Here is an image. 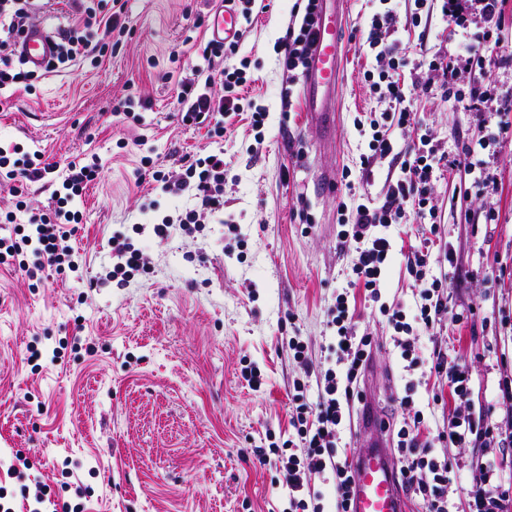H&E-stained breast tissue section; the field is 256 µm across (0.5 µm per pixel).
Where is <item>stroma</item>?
Returning a JSON list of instances; mask_svg holds the SVG:
<instances>
[{
    "label": "stroma",
    "instance_id": "35a3bbf8",
    "mask_svg": "<svg viewBox=\"0 0 512 512\" xmlns=\"http://www.w3.org/2000/svg\"><path fill=\"white\" fill-rule=\"evenodd\" d=\"M267 9L244 32L228 68L247 63L255 105L267 113L261 131L244 117L231 119L223 137L183 125L177 83L200 58L196 42L209 38L197 17L219 0H129L130 30L120 51L48 74L32 92L0 102V147L41 151L65 168L93 155L101 180L75 206L83 213L73 243L84 255L76 272L50 273L30 285L0 267V491L15 512L47 491L84 512H287L288 471L260 463L255 448L287 452L293 382L308 397L336 365L328 346L335 334L329 310L347 293L357 334L373 336L376 386L371 411L389 422H413L421 433L444 418L478 412L493 403L498 383L512 377V0H503L508 24L493 33L484 69L459 55L462 35L491 31L479 7L467 5L465 25L446 21L439 0H400L397 38L405 55L406 86L416 93L418 123L391 129L399 149L428 134L441 163L434 173L435 217L414 214L389 229L395 245L383 267L377 297L351 287V254L340 242L339 210L373 201L399 174V162L377 158L361 166L370 118L392 111L384 90L365 74L381 64L367 43L379 0H341L336 123L330 136L312 133L302 85L282 111L277 42L302 0H265ZM425 58L453 61L456 84L469 91L479 76L495 86L481 108L449 100L439 72ZM145 103L141 122L116 116L127 96ZM485 139L478 157L488 186L471 198L457 195L468 170L456 159L463 142ZM224 154V210L195 227L173 226L166 240L141 232L166 215L194 208L193 197L140 175V160L163 161L170 174L185 155ZM494 221H486L487 212ZM129 238L143 266L124 285L107 279L114 236ZM433 238L451 261L431 264L448 278V308L461 323L414 339V370H407L384 314L403 308L415 316L420 288L407 269L411 247ZM97 288H87L88 280ZM297 336L308 363L288 348ZM38 360L29 361V349ZM464 362L471 375L464 402H435L443 381L430 375L435 350ZM260 370L265 385L250 390L244 367ZM416 382L406 396V382ZM453 463L448 486L454 512H469L467 480L476 464L512 468V447H438ZM33 467L21 479L6 475L16 456Z\"/></svg>",
    "mask_w": 512,
    "mask_h": 512
}]
</instances>
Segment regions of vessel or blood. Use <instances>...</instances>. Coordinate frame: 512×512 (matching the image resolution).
Here are the masks:
<instances>
[{"instance_id":"vessel-or-blood-1","label":"vessel or blood","mask_w":512,"mask_h":512,"mask_svg":"<svg viewBox=\"0 0 512 512\" xmlns=\"http://www.w3.org/2000/svg\"><path fill=\"white\" fill-rule=\"evenodd\" d=\"M340 29L333 15H322L316 46L303 79L309 111L325 126L329 125L331 115L321 93L337 81L336 51ZM208 30L213 39L230 41L238 31L236 12L226 6L216 10L209 18ZM54 43L53 34L46 28L32 26L17 45L19 58L28 68H43ZM351 512H407L398 488L395 466L384 442L378 441L367 447L357 461Z\"/></svg>"}]
</instances>
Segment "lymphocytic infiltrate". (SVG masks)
<instances>
[{
    "label": "lymphocytic infiltrate",
    "mask_w": 512,
    "mask_h": 512,
    "mask_svg": "<svg viewBox=\"0 0 512 512\" xmlns=\"http://www.w3.org/2000/svg\"><path fill=\"white\" fill-rule=\"evenodd\" d=\"M111 2L109 12L104 13L97 0H66L72 23L56 42L47 71L72 67L94 54L105 55L110 46L127 35L128 0ZM317 2L308 0L297 32L289 33L280 45L279 65L284 77L281 105L286 112L292 107L291 85L303 75L317 34ZM380 3L383 10L373 17L368 42L373 49L386 47L388 53L397 58L396 71L379 72L378 79L384 83L394 103L393 111L388 114L390 123L403 129L416 119L412 97L406 93L405 83L398 73L405 61L398 56V43L387 46L382 43L383 33L398 31L399 15L393 0H380ZM46 7L47 0H0V94L35 80V73L16 68L12 45ZM238 50L234 41L205 43L203 65L178 84L182 124L210 127L214 135L220 137L224 134L226 119L243 111L244 89L248 83L246 72L241 67L231 70L224 66L225 57L236 55ZM428 144L427 138H420L418 146L411 148L410 158L402 162L400 176L389 184L381 203L357 204L347 229L340 235L343 245L354 252L351 267L354 282L363 284L370 293L378 291L382 266L391 249L388 228L397 223L408 208L413 209L418 219L426 217L435 160ZM182 168L173 188L194 197L197 206L174 217H163L160 223L154 224L152 233L157 238H167L173 224H195L201 214L224 209L223 155L190 158ZM53 171V166L43 163L40 153L16 159L9 150L0 148V179L13 182L14 195H22L29 184L44 180ZM99 177L98 163L71 162L61 174V187L53 191L47 209L29 212L23 224L18 223L14 212L1 215L0 223L11 225L12 230L8 236L0 237V266L36 281L42 280L49 271H78L81 255L70 240L82 213L74 209L73 203ZM27 250L34 254V261L23 260L22 255ZM408 264L416 277L424 281L419 312L410 323L403 309L386 311L387 320L395 331L394 345L405 360L413 355L414 345L409 337L413 328L433 332L448 315V300L441 294L443 281L428 275L429 253H412ZM352 321L347 294L337 295L331 320L336 336L330 350L346 368L344 379H337L335 370L327 369L317 384V399L312 403L304 399V384L298 381L293 384L298 404L290 424L301 449L287 458L288 503L299 512H323L321 496L312 490L310 482L313 477L325 475L331 476L333 481L336 512H349L353 473L348 460L338 452L336 434L349 415L352 403L363 398L357 379L366 369L372 352L371 336L357 335ZM396 437L399 482L404 490L422 502L426 512H450L448 482L453 466L448 457L435 454V443L464 448L476 440L493 441L495 435L493 429L483 426L481 418L455 415L438 429L435 442H419L403 428L397 431ZM468 497L469 512H504L505 503L512 501V475L504 473L495 462H486L472 474Z\"/></svg>",
    "instance_id": "1"
}]
</instances>
